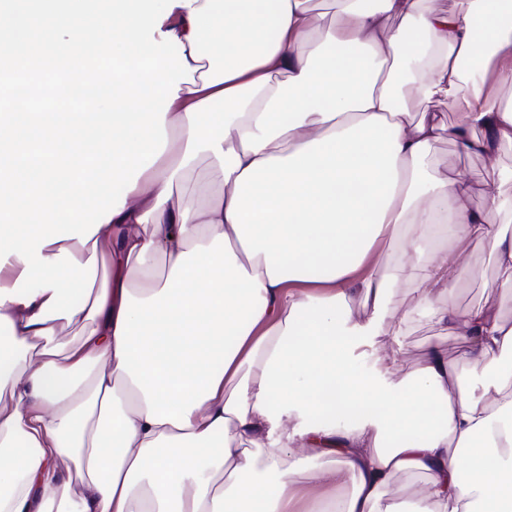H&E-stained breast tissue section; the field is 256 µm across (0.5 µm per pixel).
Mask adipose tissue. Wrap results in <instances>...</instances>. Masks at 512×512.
<instances>
[{
    "mask_svg": "<svg viewBox=\"0 0 512 512\" xmlns=\"http://www.w3.org/2000/svg\"><path fill=\"white\" fill-rule=\"evenodd\" d=\"M163 31L195 70L148 168L90 241L71 319L0 305V512H512V320L455 305L483 243L512 288V198L426 168L449 134L512 147V0H192ZM455 115L445 124L443 113ZM216 161L174 202L196 148ZM461 345L398 379L392 264ZM493 373L473 399L461 365ZM309 454L320 467L293 471ZM419 484L418 479L398 476L387 489L386 501L388 503H399L412 498Z\"/></svg>",
    "mask_w": 512,
    "mask_h": 512,
    "instance_id": "adipose-tissue-1",
    "label": "adipose tissue"
}]
</instances>
